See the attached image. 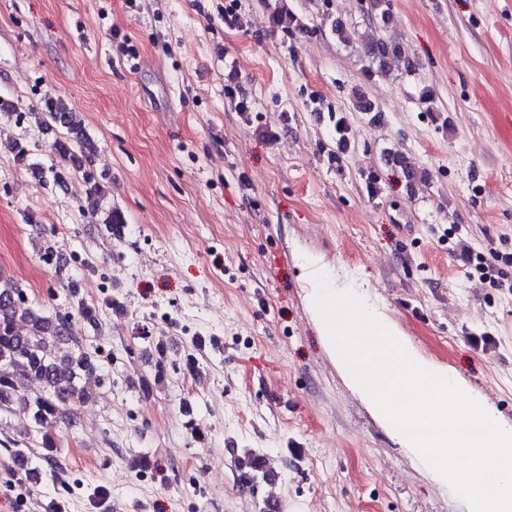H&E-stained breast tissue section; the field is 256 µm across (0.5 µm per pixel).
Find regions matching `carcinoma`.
Returning a JSON list of instances; mask_svg holds the SVG:
<instances>
[{
    "label": "carcinoma",
    "instance_id": "cac0c4a2",
    "mask_svg": "<svg viewBox=\"0 0 512 512\" xmlns=\"http://www.w3.org/2000/svg\"><path fill=\"white\" fill-rule=\"evenodd\" d=\"M281 2L283 0H275L272 17L277 24L285 25V33H316L298 15L281 6ZM361 6L371 19H379L387 24L392 18L393 0H361ZM331 31L340 41L358 45L365 72L370 78L387 74L398 62L404 63L405 72L414 71L413 61L396 42L364 34L340 18L332 21ZM45 107V115L50 118L46 129L50 130L56 125L67 131L65 139L58 141L60 157L64 160L73 157V149L77 147L86 162H91L95 146L77 113L51 97L45 99ZM351 107L355 112L370 115L369 121L372 123L381 119L380 109L359 91L354 92ZM333 130L336 134V160L339 161L349 149L348 127L344 117H336ZM389 157L409 187L418 183L426 184L430 180L429 172L417 167L406 154L397 151L389 154ZM79 172L87 185V200L98 203L103 193L93 167H81ZM67 290L70 299L77 301V314L89 322L96 321L99 308L77 299L75 283L68 284ZM69 341L67 321L36 308L16 283L0 273V411L16 409L30 419L32 430L29 437L44 453L35 456L33 449L26 447L14 449L13 454L26 460H37V466L28 469L32 474L43 472L45 464L52 465L53 453L60 448V440L55 432L56 423L72 414L74 407L85 400L87 390L82 380L98 369L91 356L82 350L58 354L57 346ZM23 380L40 383L42 392L28 396L21 385Z\"/></svg>",
    "mask_w": 512,
    "mask_h": 512
}]
</instances>
